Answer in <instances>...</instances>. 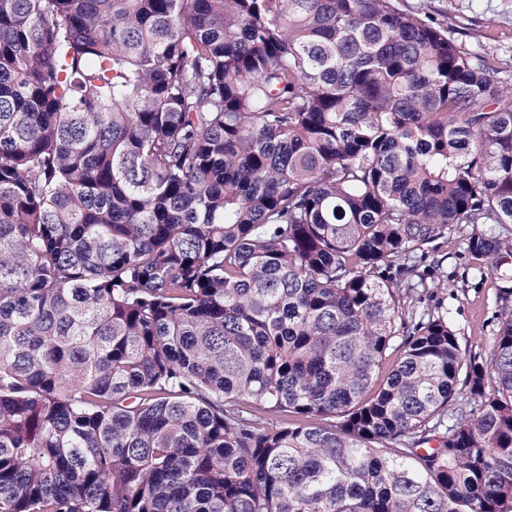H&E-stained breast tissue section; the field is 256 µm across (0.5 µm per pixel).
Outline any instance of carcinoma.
<instances>
[{"instance_id": "obj_1", "label": "carcinoma", "mask_w": 512, "mask_h": 512, "mask_svg": "<svg viewBox=\"0 0 512 512\" xmlns=\"http://www.w3.org/2000/svg\"><path fill=\"white\" fill-rule=\"evenodd\" d=\"M498 73L402 0H0V512H512V309L484 362L423 268L512 283Z\"/></svg>"}]
</instances>
